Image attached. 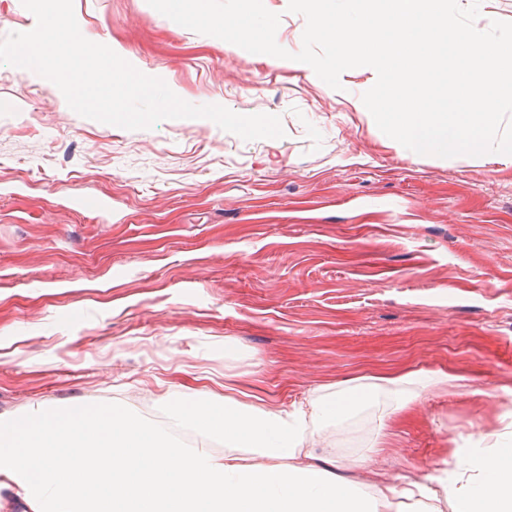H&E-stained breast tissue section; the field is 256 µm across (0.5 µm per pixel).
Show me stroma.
Segmentation results:
<instances>
[{"label": "stroma", "mask_w": 512, "mask_h": 512, "mask_svg": "<svg viewBox=\"0 0 512 512\" xmlns=\"http://www.w3.org/2000/svg\"><path fill=\"white\" fill-rule=\"evenodd\" d=\"M74 10L186 102L277 115L285 135L129 131L0 64V415L85 400L165 428L166 396L196 388L279 411L425 370L305 447L398 487L512 440V159L412 157L362 102L372 68L335 90L147 0Z\"/></svg>", "instance_id": "obj_1"}]
</instances>
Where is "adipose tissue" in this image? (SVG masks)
Returning a JSON list of instances; mask_svg holds the SVG:
<instances>
[{"instance_id": "ef3b65f1", "label": "adipose tissue", "mask_w": 512, "mask_h": 512, "mask_svg": "<svg viewBox=\"0 0 512 512\" xmlns=\"http://www.w3.org/2000/svg\"><path fill=\"white\" fill-rule=\"evenodd\" d=\"M365 399L353 386L281 415L193 391L172 416L220 436L221 455L181 447L119 407L79 402L1 415L0 489L19 512H387L388 493L296 462L309 419L338 418ZM238 448L255 449L267 465L241 463ZM453 456L458 471L441 479L451 512H512L511 447L457 448Z\"/></svg>"}]
</instances>
